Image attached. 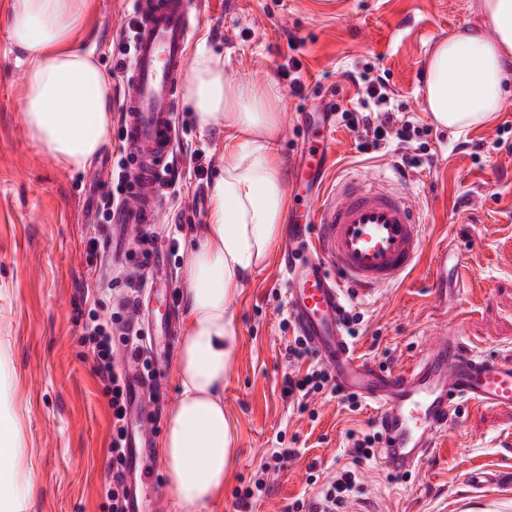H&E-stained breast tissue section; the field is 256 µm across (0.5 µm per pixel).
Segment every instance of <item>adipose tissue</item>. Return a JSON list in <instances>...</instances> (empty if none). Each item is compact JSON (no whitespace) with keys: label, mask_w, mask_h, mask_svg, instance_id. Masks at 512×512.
I'll use <instances>...</instances> for the list:
<instances>
[{"label":"adipose tissue","mask_w":512,"mask_h":512,"mask_svg":"<svg viewBox=\"0 0 512 512\" xmlns=\"http://www.w3.org/2000/svg\"><path fill=\"white\" fill-rule=\"evenodd\" d=\"M86 0H13L10 40L26 66L24 111L56 158L91 165L112 122L110 83L93 50L74 41ZM494 39L461 32L427 60L426 104L434 121L460 132L500 111L512 77V0H482ZM200 127L223 122L232 134L210 188L212 208L185 272L187 319L175 362L181 393L160 444L180 512H198L224 491L234 437L224 414V378L238 344L232 306L244 278L279 235L286 189L277 153L273 87L231 83L224 64L198 55L184 77Z\"/></svg>","instance_id":"obj_1"}]
</instances>
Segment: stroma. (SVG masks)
Wrapping results in <instances>:
<instances>
[{"label":"stroma","instance_id":"35a3bbf8","mask_svg":"<svg viewBox=\"0 0 512 512\" xmlns=\"http://www.w3.org/2000/svg\"><path fill=\"white\" fill-rule=\"evenodd\" d=\"M196 16L192 55L224 63L232 83L272 86L278 96V149L290 165L300 143L303 115L317 99L348 103L354 87L343 70L376 63L404 106L406 120L429 129L431 165L407 173L394 151L361 152L345 126L333 132L329 174L380 176L408 191L422 211L425 249L406 277L379 299L353 303L363 323L360 354L389 368L404 366L449 328L477 353L512 359V94L485 124L455 133L441 127L424 99L426 62L433 46L483 25L482 0H192ZM13 0H0V413L20 428L6 465L24 487L22 512H109L100 494L110 479L111 410L94 363L82 343V312L109 319L116 294L113 268L129 264L139 246L116 228L95 223V187L120 141L112 121L91 166L77 169L55 158L29 129L23 109L25 67L9 38ZM130 0H88L85 28L95 40V61L109 75L111 112L119 114L124 75L115 65L133 40ZM296 49H289V41ZM301 64L304 97L291 95L285 67ZM176 122L182 132L174 154L184 176L176 201L153 230L164 249V274L176 299L184 297L185 270L207 223L210 186L224 167L223 123L200 127L188 103ZM480 152H472V145ZM98 239L97 252L88 242ZM280 233L266 259L242 283L233 306L238 346L224 379V413L237 451L221 497L201 512H235L234 493L253 480L273 449L292 448L278 477L253 512H285L288 504L317 500L310 476L326 478L350 462L348 429L376 431L367 404L349 409L323 393L300 407L284 394L297 364L287 357L296 334L283 281ZM460 253L475 276L451 289L440 309L427 289L438 245ZM512 471V410L461 405L453 429L418 471L390 474L380 458L357 466L360 497L380 512H512V485L485 489L472 471Z\"/></svg>","mask_w":512,"mask_h":512}]
</instances>
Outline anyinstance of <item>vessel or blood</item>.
Instances as JSON below:
<instances>
[{"instance_id": "b4317fda", "label": "vessel or blood", "mask_w": 512, "mask_h": 512, "mask_svg": "<svg viewBox=\"0 0 512 512\" xmlns=\"http://www.w3.org/2000/svg\"><path fill=\"white\" fill-rule=\"evenodd\" d=\"M134 48L125 70L122 138L133 191L126 199L128 224L160 223L162 175L173 153L178 85L189 62L194 25L191 0H134ZM335 115L310 112L296 155L295 194L313 190L309 205L292 207V234L281 252V277L300 336L345 391L377 408L380 456L392 472L417 468L454 421L458 402L512 408V360L470 351L462 337L442 335L403 370L381 368L360 358L345 332L347 299H364L401 281L424 250L418 210L386 183L350 179L329 189L326 157ZM440 269L433 297L445 302L449 281L467 287L464 260L437 254ZM152 381L133 376L129 400L141 413ZM151 426L127 430L129 470L155 460Z\"/></svg>"}]
</instances>
